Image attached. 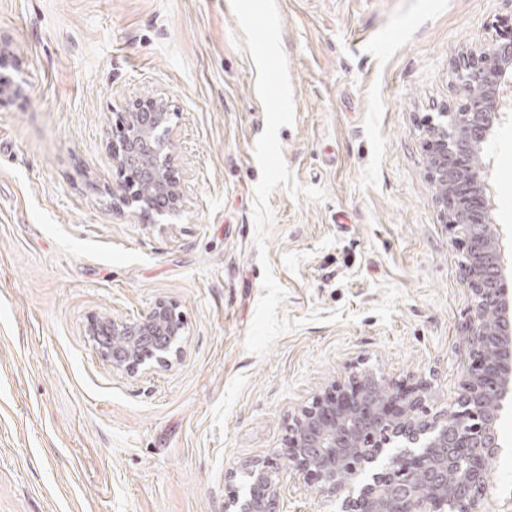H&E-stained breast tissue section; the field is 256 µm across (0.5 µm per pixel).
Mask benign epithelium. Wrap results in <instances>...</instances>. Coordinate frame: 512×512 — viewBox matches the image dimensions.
I'll return each instance as SVG.
<instances>
[{"instance_id": "obj_1", "label": "benign epithelium", "mask_w": 512, "mask_h": 512, "mask_svg": "<svg viewBox=\"0 0 512 512\" xmlns=\"http://www.w3.org/2000/svg\"><path fill=\"white\" fill-rule=\"evenodd\" d=\"M453 74L466 103L448 113L449 122L428 125L424 152L443 215L468 246L466 286L477 300L466 326L473 362L454 403L436 412L425 406L426 383L395 389L373 372L351 373L333 396L301 410L278 455L296 477L334 497L337 512H512V492L491 482L486 468L500 455V412L512 403V295L501 288L504 258L480 160L500 123L502 89L512 87V38L460 58ZM170 119L164 101L137 98L121 113L113 145L123 177L117 199L146 216L181 210ZM143 179L153 184L150 198L135 189ZM183 330L177 304L160 299L134 321L93 318L87 335L113 370L132 376L180 357ZM246 475L248 491L229 498L225 512H275L269 463L254 462Z\"/></svg>"}]
</instances>
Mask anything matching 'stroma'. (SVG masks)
Here are the masks:
<instances>
[{"label": "stroma", "mask_w": 512, "mask_h": 512, "mask_svg": "<svg viewBox=\"0 0 512 512\" xmlns=\"http://www.w3.org/2000/svg\"><path fill=\"white\" fill-rule=\"evenodd\" d=\"M295 122L257 247V70L230 0H0V512H224L245 464L287 447L295 416L349 372L429 385L436 411L471 362L465 248L422 145L466 93L459 56L512 30V0H276ZM163 98L184 201L153 223L113 206L117 114ZM512 284V109L483 155ZM305 319L261 356L245 339L260 256ZM176 302L184 351L114 372L92 317ZM341 310L337 323L308 322ZM277 512H336L273 467Z\"/></svg>", "instance_id": "35a3bbf8"}]
</instances>
